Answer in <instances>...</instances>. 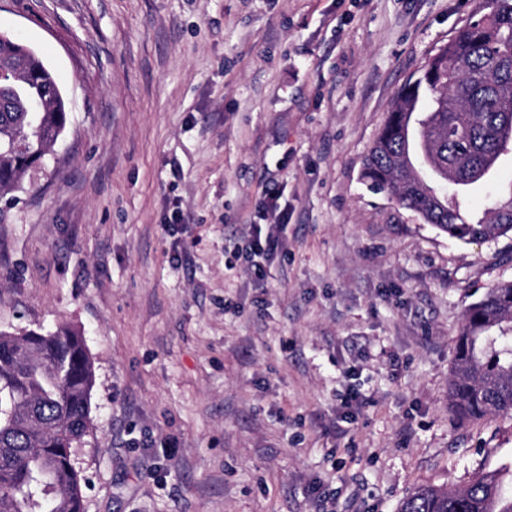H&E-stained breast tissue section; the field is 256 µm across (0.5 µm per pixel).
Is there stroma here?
I'll return each mask as SVG.
<instances>
[{
  "label": "stroma",
  "mask_w": 512,
  "mask_h": 512,
  "mask_svg": "<svg viewBox=\"0 0 512 512\" xmlns=\"http://www.w3.org/2000/svg\"><path fill=\"white\" fill-rule=\"evenodd\" d=\"M481 5L0 0L69 102L48 168L0 198V329L84 336V512H397L512 471V417L448 410L512 234L459 242L361 176L398 91ZM273 196L261 288L238 251Z\"/></svg>",
  "instance_id": "stroma-1"
}]
</instances>
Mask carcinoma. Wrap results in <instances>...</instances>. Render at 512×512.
<instances>
[{
	"mask_svg": "<svg viewBox=\"0 0 512 512\" xmlns=\"http://www.w3.org/2000/svg\"><path fill=\"white\" fill-rule=\"evenodd\" d=\"M400 90L365 159L363 178L449 237L469 243L512 233V184L477 217L464 206L512 145V0H487ZM0 195L22 189L64 135L68 109L34 50L0 39ZM42 99L36 118L24 111ZM448 405L461 420L512 416V281L472 304L455 338ZM93 365L84 337L0 330V512H83L85 480L71 449L92 426ZM500 470L460 490L420 486L398 512H512Z\"/></svg>",
	"mask_w": 512,
	"mask_h": 512,
	"instance_id": "1",
	"label": "carcinoma"
}]
</instances>
